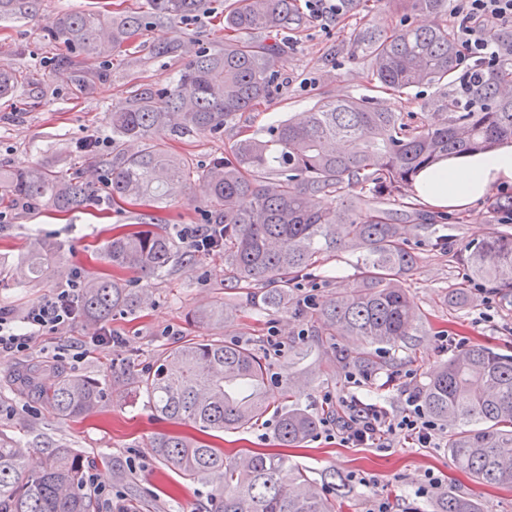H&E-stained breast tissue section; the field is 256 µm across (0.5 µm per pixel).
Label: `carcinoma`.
Returning <instances> with one entry per match:
<instances>
[{
	"mask_svg": "<svg viewBox=\"0 0 512 512\" xmlns=\"http://www.w3.org/2000/svg\"><path fill=\"white\" fill-rule=\"evenodd\" d=\"M155 17L185 18L202 0H149ZM402 12L439 17L429 28L400 27L382 33L367 26L352 44L372 62L381 88L402 93L422 85L448 83L456 72L454 31L442 16L448 0H392ZM39 0H0V21L28 18ZM303 17L294 0H233L224 12L229 32L224 49L202 50L177 81L167 87L138 88L112 107V200L162 208L195 181L208 196L210 224L224 225V265L231 287L243 290L242 303L267 314L282 310L289 288L339 247L358 253L362 278L349 290L327 294L300 314L313 339L288 347L285 378L309 381L319 374L314 352L326 336H359L371 349L344 354L340 365L358 370L381 366L377 350H405L422 318L404 287L417 266L405 247L406 224L430 225L435 217L414 206L399 212L396 198L425 167L451 156L494 149L512 141V51L497 68L469 88L471 107L448 98L446 115L406 128L395 112L370 98L319 100L310 112L281 121L259 135L238 139L225 156L189 175L183 161L161 147L164 135L193 131L211 134L241 112L266 99L277 77L283 44L277 36L299 28ZM136 12L107 23L93 9L64 13L46 27L49 40L68 48L81 65L110 56L140 34ZM258 31L264 40L246 35ZM135 138L142 149L128 155L120 141ZM95 194L80 170L61 173L42 165L0 171V204L30 202L59 214L90 202ZM334 198L336 205L326 202ZM178 246L162 228L116 234L101 250L109 273L96 275L79 297L83 317L100 321L141 307L142 296L126 287L124 275L157 276L173 263ZM54 246L33 244L12 275L18 281L47 276ZM468 277L512 288V233L497 232L453 255ZM223 301L191 312L194 326L222 325ZM273 365L247 344L187 339L164 352L148 371L127 367L122 385L109 390L98 381L61 366L46 385L31 365L14 377L15 388L40 400L51 413L80 421L114 396L143 394L163 418L200 432L245 430L258 424L273 402L266 388ZM422 405L451 428L448 457L475 481L512 488V356L473 345L457 349L422 384ZM273 442H304L321 417L297 404L276 410ZM154 455L180 478L213 488L212 512H336L327 490L347 496L336 472L321 483L281 454L251 452L224 460V449L180 432L161 433ZM39 464H28V449L0 438V512H101L103 502L87 484L88 463L74 448L36 449ZM435 512H482L478 501L453 492L441 496Z\"/></svg>",
	"mask_w": 512,
	"mask_h": 512,
	"instance_id": "1",
	"label": "carcinoma"
}]
</instances>
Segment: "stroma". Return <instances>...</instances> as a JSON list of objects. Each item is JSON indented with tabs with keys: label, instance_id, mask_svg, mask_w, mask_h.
Segmentation results:
<instances>
[{
	"label": "stroma",
	"instance_id": "1",
	"mask_svg": "<svg viewBox=\"0 0 512 512\" xmlns=\"http://www.w3.org/2000/svg\"><path fill=\"white\" fill-rule=\"evenodd\" d=\"M362 12L345 10L323 20L308 19L296 33L282 35L285 44L279 76L267 101L252 112H243L228 121L221 134L194 131L165 140L169 152L182 157L190 169H198L229 151L244 135L279 120L314 108L325 97L377 100L399 113L403 123L415 127L433 113L442 111L454 86H422L405 93L375 88L370 80L369 58L356 54L349 42L350 31L359 24L379 30L401 26L431 24V16L402 14L391 0H363ZM225 0H203L201 10L187 19L150 20L142 34L129 46L114 53L106 62L88 63L86 85L75 80L67 61L71 53L63 45L50 42L45 26L57 14L96 7L107 16L131 11H147L148 0H40L36 16L0 22V70L20 75L21 84L14 94L0 99V169H12L39 163L56 171H67L74 164L77 147L96 139L97 155L106 156L112 146L111 112L139 87L160 88L174 80L196 52L218 51L224 47ZM174 40L177 52L156 54L154 45ZM96 200L93 205L58 217L45 208L25 210L6 208V223H0V257L18 260L32 247L34 239L51 240L57 255L46 279L40 282H14L0 288V306L24 312L62 287L73 269L84 276L96 275L104 266L98 249L115 227L133 223L135 215L109 201L106 169H97L93 178ZM512 195V186L492 189L488 196L468 210L449 213L444 222L411 227L404 239L406 247L419 258V264L405 286L411 302L423 318V331L414 337L411 350L386 353L384 370L372 373L361 387L351 388L346 373L336 363L334 344H325L321 356L326 375L307 385L297 403L315 414L325 413V393L356 395L363 403L373 404L391 415L404 409L402 390L406 372H414V385H421L449 355L440 338L451 335L465 338L467 345H481L502 354H512V302L493 294L483 299L472 293L464 307L443 305L442 297L455 285L465 283L461 266L440 253L438 239L451 238L455 250L481 242L493 233L508 230L512 223L499 224L491 210L494 198ZM209 202L199 188L168 202L157 212L171 233L182 225L199 224L208 213ZM360 276L357 255L341 249L322 260L314 271V280L292 288L299 298L317 289L326 295L346 290ZM129 287L145 289L148 302L133 314L117 315L109 325L124 340L113 347L96 340L97 323L80 320L60 336L37 341L32 353L0 357V436L32 448L42 442H62L78 449L89 460V468L99 484L110 494H121L136 504L137 512H198L209 506L212 489L176 477L153 454L151 444L157 433L169 429L146 397L112 402L97 416L74 422L48 412L43 405L15 390L12 379L18 369L57 351L78 353L79 361L69 369L79 375L112 384L120 377L127 359L144 370L152 366L166 349L185 337L200 341L234 339L264 347L270 330H277L284 343L296 340L306 322L295 308L277 314L244 309L237 290L224 287V258L217 254L196 255L187 244H180L171 268L159 276L141 279L128 275ZM223 298L233 319L222 327H190L187 316L216 298ZM274 416L245 432L225 433L221 442L226 457L248 451L274 452L272 432ZM447 432H440L433 448H418L403 439L390 441L388 447L363 445L347 448L312 437L297 448L287 449L290 463L319 478L331 470L340 477L364 471L376 477V485H351L347 498L337 501L338 512H366L369 501L383 495L398 501L400 507L416 512H434V498L419 499L415 490L424 472L431 471L440 480L441 491L453 490L481 503L483 512H512V488H500L474 482L456 469L448 457ZM127 466L129 482L112 480V463Z\"/></svg>",
	"mask_w": 512,
	"mask_h": 512
}]
</instances>
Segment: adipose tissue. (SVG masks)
Segmentation results:
<instances>
[{
	"instance_id": "ef3b65f1",
	"label": "adipose tissue",
	"mask_w": 512,
	"mask_h": 512,
	"mask_svg": "<svg viewBox=\"0 0 512 512\" xmlns=\"http://www.w3.org/2000/svg\"><path fill=\"white\" fill-rule=\"evenodd\" d=\"M512 185V145L487 153L452 156L420 170L413 181V198L434 211L463 210L493 187Z\"/></svg>"
}]
</instances>
